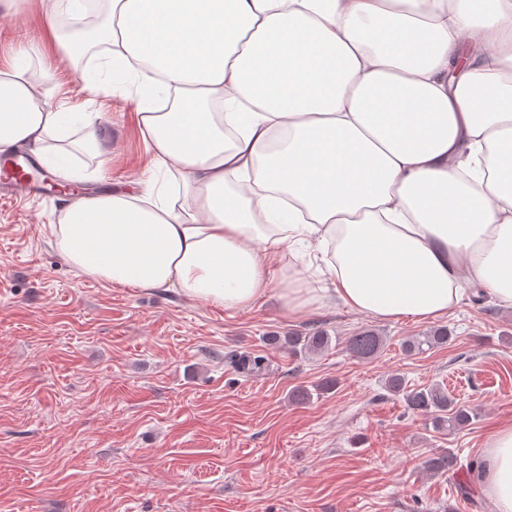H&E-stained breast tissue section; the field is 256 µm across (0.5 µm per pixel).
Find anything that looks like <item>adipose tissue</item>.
I'll list each match as a JSON object with an SVG mask.
<instances>
[{
    "instance_id": "ef3b65f1",
    "label": "adipose tissue",
    "mask_w": 512,
    "mask_h": 512,
    "mask_svg": "<svg viewBox=\"0 0 512 512\" xmlns=\"http://www.w3.org/2000/svg\"><path fill=\"white\" fill-rule=\"evenodd\" d=\"M100 23L66 36L51 0L46 38L75 59L104 44L137 79L152 166L180 193L66 192L51 233L80 274L243 311L275 264L302 248L280 306L323 298L380 320L446 316L471 280L512 305V0H99ZM29 52L0 66V153L27 148L76 179V136L102 154L89 116L42 100ZM494 512H512V425L478 472Z\"/></svg>"
}]
</instances>
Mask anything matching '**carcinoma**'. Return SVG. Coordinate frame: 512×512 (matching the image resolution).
<instances>
[{
    "mask_svg": "<svg viewBox=\"0 0 512 512\" xmlns=\"http://www.w3.org/2000/svg\"><path fill=\"white\" fill-rule=\"evenodd\" d=\"M451 332L447 327L441 326L430 330L422 336L407 339L403 349L407 353H421L425 349L440 347L448 344ZM332 338L327 331L316 329L309 333L288 334L286 336L272 335L267 337V343L272 346L284 347L288 354L302 357L321 353L331 346ZM342 349L357 360H371L375 358L384 347V339L372 329H364L348 336L344 341H336ZM265 357L251 353H240L234 356L233 362L237 368L249 375L259 373L264 368ZM335 387L330 382L318 384L313 389L299 388L291 393V399L308 401L313 395H321ZM386 389L394 396L401 398L413 413L432 417L433 424L438 428L455 429L464 426L473 418L472 410L455 401L448 395V389L434 384L432 386L412 387L408 385L405 377L394 374L386 382ZM457 458L449 451L434 455L426 462V468L433 474H446L455 469Z\"/></svg>",
    "mask_w": 512,
    "mask_h": 512,
    "instance_id": "carcinoma-1",
    "label": "carcinoma"
}]
</instances>
